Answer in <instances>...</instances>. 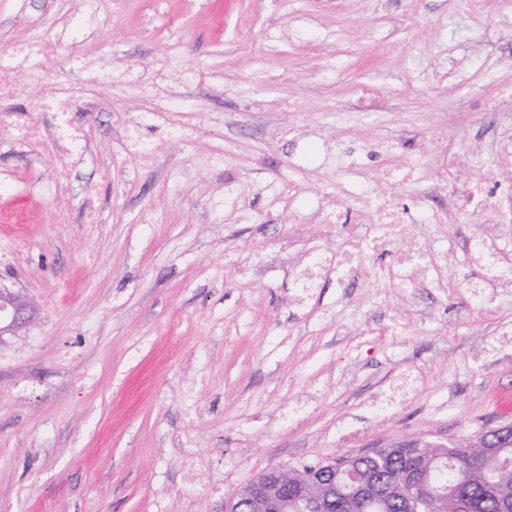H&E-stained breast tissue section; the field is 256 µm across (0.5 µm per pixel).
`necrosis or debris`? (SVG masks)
I'll use <instances>...</instances> for the list:
<instances>
[{
	"label": "necrosis or debris",
	"mask_w": 512,
	"mask_h": 512,
	"mask_svg": "<svg viewBox=\"0 0 512 512\" xmlns=\"http://www.w3.org/2000/svg\"><path fill=\"white\" fill-rule=\"evenodd\" d=\"M74 107L70 89L57 85L46 97L40 118L0 120V145L23 154H50L55 160L57 180L67 179L84 161L91 145L88 134L73 120ZM498 180V168L490 167L484 172L483 182L462 185L455 196L456 210L473 208L486 216H494L496 200L487 193L486 187ZM321 210L328 223L349 224L353 231L335 255L317 254L310 258L297 276L299 288L314 287L330 268L336 271L338 286L348 287L354 279L369 277L371 269L367 258L382 253L391 254L393 263L389 277L399 287L414 284L418 274L428 269L430 251L415 237L405 210L386 204L364 220L357 210L335 197L324 198Z\"/></svg>",
	"instance_id": "1"
}]
</instances>
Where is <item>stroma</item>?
<instances>
[{"label": "stroma", "instance_id": "35a3bbf8", "mask_svg": "<svg viewBox=\"0 0 512 512\" xmlns=\"http://www.w3.org/2000/svg\"><path fill=\"white\" fill-rule=\"evenodd\" d=\"M40 36L0 117L64 81L94 137L57 195L52 157L0 149V285L36 307L0 336V508L224 512L273 467L512 424V286L467 263L475 235L512 260V221L450 203L512 132V0H0V51ZM329 195L405 208L434 271L298 288L353 230ZM55 48V43L46 38H36L27 43L13 46L4 50L5 55L11 56L19 67L30 69L41 66V63L48 60ZM183 464L186 469V484L187 491H195L205 488L209 485V478L205 471H203L197 464L193 453H187L183 458Z\"/></svg>", "mask_w": 512, "mask_h": 512}]
</instances>
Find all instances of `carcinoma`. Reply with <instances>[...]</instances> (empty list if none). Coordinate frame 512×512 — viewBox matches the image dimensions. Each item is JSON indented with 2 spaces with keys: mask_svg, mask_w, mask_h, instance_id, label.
<instances>
[{
  "mask_svg": "<svg viewBox=\"0 0 512 512\" xmlns=\"http://www.w3.org/2000/svg\"><path fill=\"white\" fill-rule=\"evenodd\" d=\"M479 433L447 448L426 446L421 437L410 440L414 448L389 452L383 460H356L358 482L336 484V497L326 512H512V470L498 472L469 461L478 446ZM421 467L436 498L425 508L415 507L418 491L411 488L409 475ZM320 463L291 469L288 479V512H300L303 502L298 489L311 496H324L327 489L317 478Z\"/></svg>",
  "mask_w": 512,
  "mask_h": 512,
  "instance_id": "obj_1",
  "label": "carcinoma"
}]
</instances>
